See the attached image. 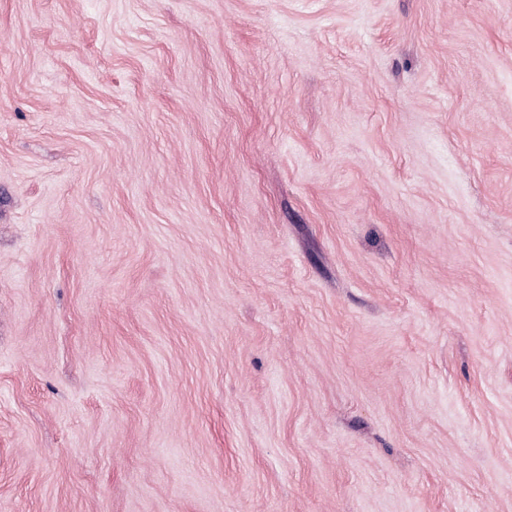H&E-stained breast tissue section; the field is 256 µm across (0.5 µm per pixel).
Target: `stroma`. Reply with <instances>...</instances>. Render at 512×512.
Wrapping results in <instances>:
<instances>
[{
    "instance_id": "stroma-1",
    "label": "stroma",
    "mask_w": 512,
    "mask_h": 512,
    "mask_svg": "<svg viewBox=\"0 0 512 512\" xmlns=\"http://www.w3.org/2000/svg\"><path fill=\"white\" fill-rule=\"evenodd\" d=\"M0 512H512V0H0Z\"/></svg>"
}]
</instances>
